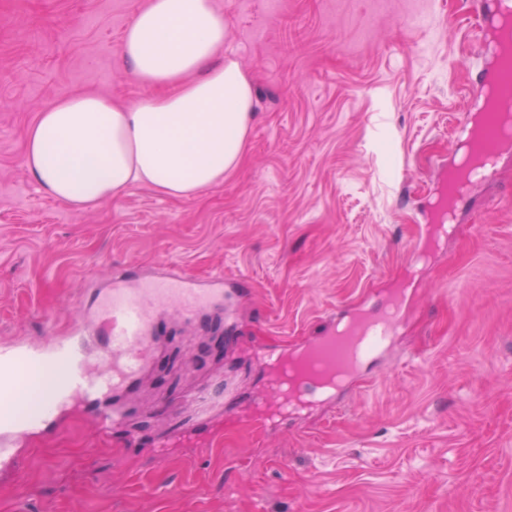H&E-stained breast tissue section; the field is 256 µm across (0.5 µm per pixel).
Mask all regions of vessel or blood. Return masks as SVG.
<instances>
[{
    "label": "vessel or blood",
    "mask_w": 512,
    "mask_h": 512,
    "mask_svg": "<svg viewBox=\"0 0 512 512\" xmlns=\"http://www.w3.org/2000/svg\"><path fill=\"white\" fill-rule=\"evenodd\" d=\"M492 5L489 25H477L476 32L484 41L493 27L499 29L500 39L490 66L470 89L482 109L467 142L470 156L489 162L480 176L487 183L497 176L494 162L500 152L512 148V121L505 115L512 110V33L504 29L505 16L512 14V0H492ZM223 310V277L213 278L205 287L169 263L164 273L142 278L135 285L116 283L97 289L95 308L78 318L66 333L52 332L38 342L1 344L0 395L17 397V371L32 366L42 375V408L35 414L0 415V473H17L26 441L75 398L93 403L97 433L111 437L124 421L118 402L142 375L159 338L160 318L174 314L194 322L204 314ZM401 313L398 304L376 314L351 313L336 319L322 336L296 351L273 350L267 358L284 367L302 362L305 373L295 394L324 401L321 377L339 371L346 379H354L366 359L389 345Z\"/></svg>",
    "instance_id": "1"
}]
</instances>
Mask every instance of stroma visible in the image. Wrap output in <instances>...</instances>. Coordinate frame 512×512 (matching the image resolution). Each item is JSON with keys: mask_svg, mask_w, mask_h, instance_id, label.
Returning <instances> with one entry per match:
<instances>
[{"mask_svg": "<svg viewBox=\"0 0 512 512\" xmlns=\"http://www.w3.org/2000/svg\"><path fill=\"white\" fill-rule=\"evenodd\" d=\"M144 2L0 0V344L65 330L86 290L170 257L229 277L225 319H170L124 400L132 450L73 401L0 482V512H512V150L451 233L419 237L475 119L483 4L216 0L255 97L239 167L191 199L135 186L73 209L28 176L27 130L67 92L145 96L118 57ZM412 8L427 24L404 23ZM394 288L411 313L360 383L258 429L263 351L382 311ZM205 387L220 436L204 426L201 447L156 456Z\"/></svg>", "mask_w": 512, "mask_h": 512, "instance_id": "35a3bbf8", "label": "stroma"}]
</instances>
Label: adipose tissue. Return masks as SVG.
I'll return each instance as SVG.
<instances>
[{"label": "adipose tissue", "instance_id": "ef3b65f1", "mask_svg": "<svg viewBox=\"0 0 512 512\" xmlns=\"http://www.w3.org/2000/svg\"><path fill=\"white\" fill-rule=\"evenodd\" d=\"M215 0H146L120 43L124 65L160 96L133 106L73 91L41 109L24 165L40 189L84 210L135 186L190 199L240 163L254 93L222 57Z\"/></svg>", "mask_w": 512, "mask_h": 512}]
</instances>
